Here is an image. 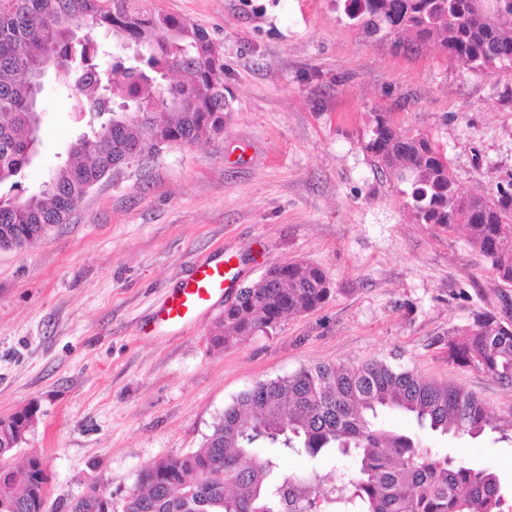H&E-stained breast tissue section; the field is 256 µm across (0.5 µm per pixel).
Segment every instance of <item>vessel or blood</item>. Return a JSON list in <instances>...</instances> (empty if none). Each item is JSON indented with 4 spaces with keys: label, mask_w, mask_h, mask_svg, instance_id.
Wrapping results in <instances>:
<instances>
[{
    "label": "vessel or blood",
    "mask_w": 512,
    "mask_h": 512,
    "mask_svg": "<svg viewBox=\"0 0 512 512\" xmlns=\"http://www.w3.org/2000/svg\"><path fill=\"white\" fill-rule=\"evenodd\" d=\"M230 278L218 262L196 264L189 276L166 298L156 313V321L162 326L186 323L224 292V284Z\"/></svg>",
    "instance_id": "obj_1"
}]
</instances>
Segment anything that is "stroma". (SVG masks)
I'll use <instances>...</instances> for the list:
<instances>
[{"mask_svg": "<svg viewBox=\"0 0 512 512\" xmlns=\"http://www.w3.org/2000/svg\"><path fill=\"white\" fill-rule=\"evenodd\" d=\"M155 2L222 46L223 133L122 168L70 223L0 249V418L36 408L10 462L42 456L48 512H70L93 486L121 512L142 467L197 450L241 392L304 365L386 358L512 416V388L450 364L446 348L474 312L501 310L502 284L461 234L412 223L399 184L362 148L373 113H389L428 135L464 188L492 192L512 174V67L395 49L338 0ZM69 93L66 76L47 78L26 193L87 130ZM294 259L327 274L330 299L214 347L238 289ZM204 261L233 264L222 298L158 325L155 311ZM378 424L512 483V444L493 435L440 436L389 413Z\"/></svg>", "mask_w": 512, "mask_h": 512, "instance_id": "1", "label": "stroma"}]
</instances>
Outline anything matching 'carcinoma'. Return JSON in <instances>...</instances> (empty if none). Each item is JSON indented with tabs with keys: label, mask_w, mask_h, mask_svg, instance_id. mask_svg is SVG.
Listing matches in <instances>:
<instances>
[{
	"label": "carcinoma",
	"mask_w": 512,
	"mask_h": 512,
	"mask_svg": "<svg viewBox=\"0 0 512 512\" xmlns=\"http://www.w3.org/2000/svg\"><path fill=\"white\" fill-rule=\"evenodd\" d=\"M344 13L368 35L395 45L433 46L462 66L512 64V21L472 17L471 0H344ZM103 29L126 55L92 35ZM72 78L73 111L89 132L53 169L50 190L0 196V247L23 250L68 223L86 194L115 169L163 149L224 131V53L209 33L147 0H0V185L22 184L39 155L36 72ZM363 149L388 170L419 224L465 231L503 285L512 287V175L492 195L463 189L448 158L421 134L377 112ZM332 288L306 261L274 264L239 291L215 324L212 343L234 347L283 318L321 306ZM448 360L512 385V318L478 312L448 337ZM399 414L443 436L476 438L490 430L512 442V418H494L464 389L427 381L377 359L360 366L319 363L257 382L224 408L198 450L143 467L121 512H512L499 475L423 449L380 428L381 412ZM0 428V512H45L48 475L38 455L20 478L1 461L16 436L36 422L22 409ZM287 455L336 463L335 483L317 468L283 476Z\"/></svg>",
	"instance_id": "obj_1"
}]
</instances>
